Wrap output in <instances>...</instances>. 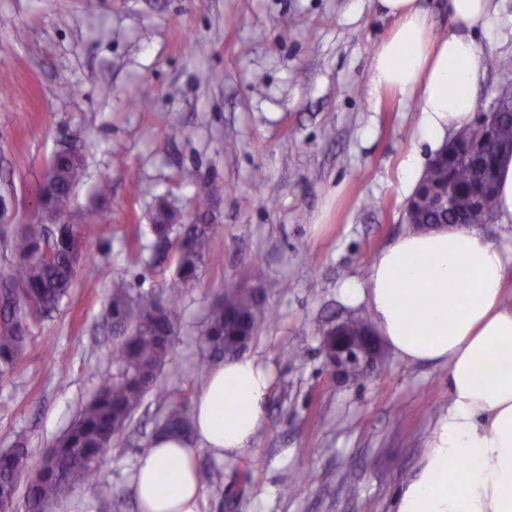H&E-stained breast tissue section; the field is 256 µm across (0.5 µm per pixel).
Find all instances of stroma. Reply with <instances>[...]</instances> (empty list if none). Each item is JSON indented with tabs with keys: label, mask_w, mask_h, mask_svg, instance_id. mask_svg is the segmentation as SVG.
<instances>
[{
	"label": "stroma",
	"mask_w": 512,
	"mask_h": 512,
	"mask_svg": "<svg viewBox=\"0 0 512 512\" xmlns=\"http://www.w3.org/2000/svg\"><path fill=\"white\" fill-rule=\"evenodd\" d=\"M493 7L477 36V115L512 83L499 67L512 57V0ZM393 25L377 0H0V75L11 79L0 90V224L34 223L49 162L71 147L85 164L72 221L93 250L0 385V450L28 452L19 485L116 371L104 316L113 280L172 287L174 259L152 260L163 200L181 221L216 225L223 256L184 291L164 370L174 400L193 402L205 381L200 326L225 282L260 285L271 310L246 351L274 374L265 422L235 462L200 451L216 473L201 512H394L446 408V371L383 346L346 375L322 348L331 325L368 318L342 288L409 231L403 162L431 155L417 98L369 94L373 51ZM157 416L137 411L98 478L50 512H97L106 495L139 512L133 470ZM291 471L304 479L288 487Z\"/></svg>",
	"instance_id": "stroma-1"
}]
</instances>
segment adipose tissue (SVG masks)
<instances>
[{
  "mask_svg": "<svg viewBox=\"0 0 512 512\" xmlns=\"http://www.w3.org/2000/svg\"><path fill=\"white\" fill-rule=\"evenodd\" d=\"M394 25L372 58L370 93L416 95L418 135L439 150L471 124L483 70L475 35L490 0H448L440 38L422 0H380ZM507 250L474 228L409 231L370 262L347 295L367 305L384 345L409 363L445 366L448 409L437 420L419 472L395 512H512V306ZM272 388L251 358L215 367L192 409V440L160 435L139 457L133 488L140 512H200L197 454L238 459L260 431Z\"/></svg>",
  "mask_w": 512,
  "mask_h": 512,
  "instance_id": "adipose-tissue-1",
  "label": "adipose tissue"
}]
</instances>
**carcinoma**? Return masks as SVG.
<instances>
[{"label": "carcinoma", "mask_w": 512, "mask_h": 512, "mask_svg": "<svg viewBox=\"0 0 512 512\" xmlns=\"http://www.w3.org/2000/svg\"><path fill=\"white\" fill-rule=\"evenodd\" d=\"M512 149V118L502 117L494 140L485 142L480 129L470 128L468 140L448 141L442 159L432 161L412 196V226L485 223L497 210V170L503 154ZM81 154L64 149L54 154L49 184L43 188L37 210L40 222L13 230L11 250L19 261L0 269V383L13 377L29 343L30 321L48 316L68 297L75 267L90 251L70 218L73 191L83 177ZM448 194V208L435 204L434 191ZM154 238L176 252L181 285H193L208 263L221 264L214 252L212 224H171L169 208L157 206ZM183 292L170 289L159 297L151 291L132 293L122 280L112 282L107 316L112 322V362L117 373L103 381L99 391L70 423L66 432L42 457L26 489L28 512H45L53 502L71 495L76 485L96 474L104 455L129 426L148 396L163 408L154 432L191 435L187 405L171 399L164 368L171 362L183 319ZM267 314L257 289L230 281L218 293L200 330L206 356L197 371L215 360L240 356ZM27 449L0 451V512H14L18 473Z\"/></svg>", "instance_id": "1"}]
</instances>
